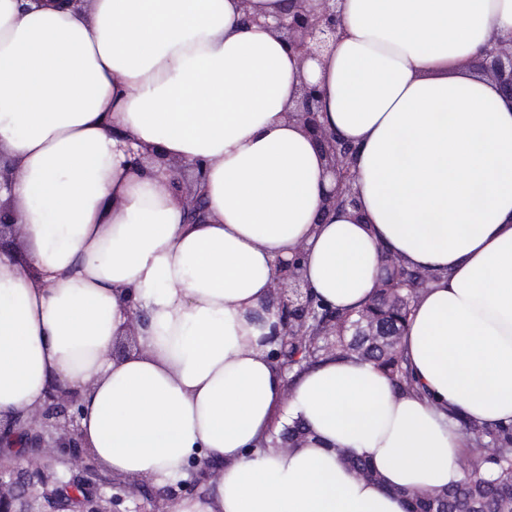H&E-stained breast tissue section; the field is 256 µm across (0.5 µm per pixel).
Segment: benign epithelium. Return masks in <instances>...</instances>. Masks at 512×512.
I'll list each match as a JSON object with an SVG mask.
<instances>
[{
    "label": "benign epithelium",
    "instance_id": "7a95c632",
    "mask_svg": "<svg viewBox=\"0 0 512 512\" xmlns=\"http://www.w3.org/2000/svg\"><path fill=\"white\" fill-rule=\"evenodd\" d=\"M294 8L288 16L264 26L288 41L289 48L305 58H318L336 40L338 34L336 0H293ZM482 71L495 82L502 94L512 98V35L495 40L481 57ZM322 90L304 83L296 106L288 116L298 120L320 143L327 170L338 177V184L322 202V208L332 210L338 206L356 204L353 188L356 175L352 168V149L328 130L321 121ZM136 163L152 162L160 165L169 177L168 183L177 186L185 204L187 221L195 224L207 213L204 201L205 170L197 162L171 161L141 149L128 148ZM278 274L274 277L268 301L278 310V323L272 326L270 342L280 343V349L270 352V358L281 373L288 371L285 352L288 340L303 341L308 336L307 315L312 313L314 301L303 299V280L296 260L277 261ZM80 393L53 389L44 403L31 412L19 431L8 429L14 440L25 448H66L70 453L71 468L94 472L97 466L89 450L84 448L80 431ZM60 491V479H49L44 468L35 461L25 467L7 472L0 471V512H34L29 498L50 494L49 485ZM111 498L82 488V494L71 500L80 507L79 512H112L107 504Z\"/></svg>",
    "mask_w": 512,
    "mask_h": 512
}]
</instances>
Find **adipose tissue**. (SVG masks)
<instances>
[{"instance_id": "1", "label": "adipose tissue", "mask_w": 512, "mask_h": 512, "mask_svg": "<svg viewBox=\"0 0 512 512\" xmlns=\"http://www.w3.org/2000/svg\"><path fill=\"white\" fill-rule=\"evenodd\" d=\"M289 7L0 0V200L23 238L0 255V425L77 389L102 470L163 486L214 462V493L173 512H405L400 491L463 479L464 423L512 426V101L469 67L512 33V0H339L308 60L260 25ZM304 81L356 148V207L321 210L334 180L288 117ZM130 137L203 164V222ZM297 251L344 311L385 256L431 273L402 338L419 392L346 356L284 382L255 316ZM133 305L146 322L113 356ZM297 423L303 447H271Z\"/></svg>"}]
</instances>
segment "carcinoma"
I'll list each match as a JSON object with an SVG mask.
<instances>
[{
  "label": "carcinoma",
  "mask_w": 512,
  "mask_h": 512,
  "mask_svg": "<svg viewBox=\"0 0 512 512\" xmlns=\"http://www.w3.org/2000/svg\"><path fill=\"white\" fill-rule=\"evenodd\" d=\"M414 296L407 290L377 291L375 298L354 317L329 307L322 308V319H334L341 326L332 338L334 345L322 349L324 338L310 336L301 343H288L290 374L296 377L313 364L331 356L356 354L374 362L398 387H410L413 380L400 348L401 336L392 341L358 336L352 324L376 318L398 324L402 332ZM467 448L459 459L465 478L442 489L399 491L405 512H512V427L492 428L476 423L466 428Z\"/></svg>",
  "instance_id": "obj_1"
}]
</instances>
